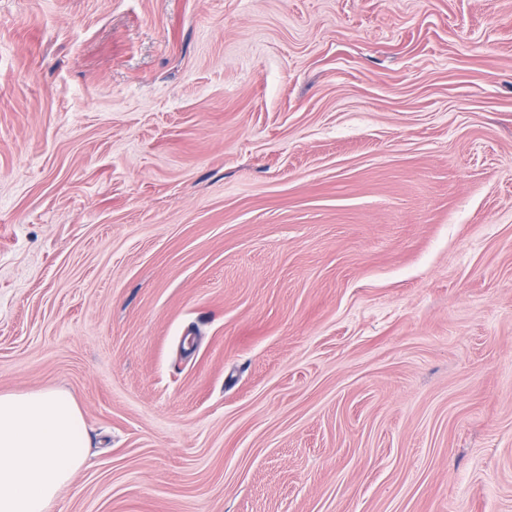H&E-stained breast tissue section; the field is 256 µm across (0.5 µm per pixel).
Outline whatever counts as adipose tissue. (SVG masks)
<instances>
[{
	"instance_id": "obj_1",
	"label": "adipose tissue",
	"mask_w": 512,
	"mask_h": 512,
	"mask_svg": "<svg viewBox=\"0 0 512 512\" xmlns=\"http://www.w3.org/2000/svg\"><path fill=\"white\" fill-rule=\"evenodd\" d=\"M76 402L59 391L0 394V512H48L87 460Z\"/></svg>"
}]
</instances>
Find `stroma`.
Here are the masks:
<instances>
[{"label": "stroma", "mask_w": 512, "mask_h": 512, "mask_svg": "<svg viewBox=\"0 0 512 512\" xmlns=\"http://www.w3.org/2000/svg\"><path fill=\"white\" fill-rule=\"evenodd\" d=\"M50 512H512V0H0V393ZM76 402L59 391L0 394V512H48L87 460Z\"/></svg>", "instance_id": "35a3bbf8"}]
</instances>
